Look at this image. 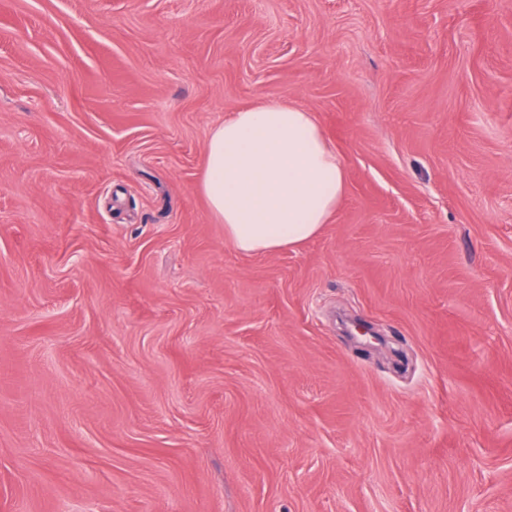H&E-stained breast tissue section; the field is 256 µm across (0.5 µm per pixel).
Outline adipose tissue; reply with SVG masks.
I'll return each instance as SVG.
<instances>
[{"instance_id":"ef3b65f1","label":"adipose tissue","mask_w":512,"mask_h":512,"mask_svg":"<svg viewBox=\"0 0 512 512\" xmlns=\"http://www.w3.org/2000/svg\"><path fill=\"white\" fill-rule=\"evenodd\" d=\"M345 188L342 161L306 108L266 102L210 131L199 190L243 254L292 250L317 237Z\"/></svg>"}]
</instances>
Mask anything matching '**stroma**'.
I'll use <instances>...</instances> for the list:
<instances>
[{
  "label": "stroma",
  "instance_id": "obj_1",
  "mask_svg": "<svg viewBox=\"0 0 512 512\" xmlns=\"http://www.w3.org/2000/svg\"><path fill=\"white\" fill-rule=\"evenodd\" d=\"M269 100L346 191L247 256ZM0 512H512V0H0ZM345 188L339 155L304 107L264 102L210 131L199 190L243 254L293 250L317 237Z\"/></svg>",
  "mask_w": 512,
  "mask_h": 512
}]
</instances>
